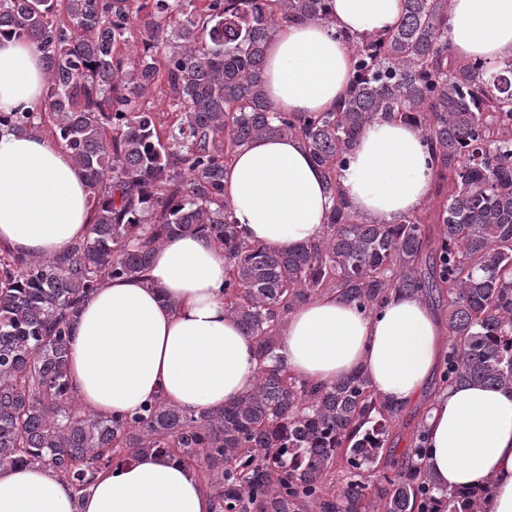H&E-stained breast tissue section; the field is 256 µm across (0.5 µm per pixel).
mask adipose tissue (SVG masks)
Wrapping results in <instances>:
<instances>
[{
    "instance_id": "adipose-tissue-1",
    "label": "adipose tissue",
    "mask_w": 512,
    "mask_h": 512,
    "mask_svg": "<svg viewBox=\"0 0 512 512\" xmlns=\"http://www.w3.org/2000/svg\"><path fill=\"white\" fill-rule=\"evenodd\" d=\"M329 22L281 25L266 50L268 98L280 112H333L349 94V38L394 29L401 0H326ZM448 45L459 60L512 59V0H448ZM45 70L35 45L0 36V113L34 110ZM421 129L395 117L362 129L340 184L351 210L386 223L418 210L433 186ZM243 235L275 251L322 236L332 200L322 169L295 137L239 148L224 177ZM94 221L83 171L54 140L0 125V247L55 256ZM224 254L204 236H175L145 279L113 278L70 332L69 380L98 414L135 412L164 395L184 411L223 406L255 384L251 341L224 308ZM279 353L300 379L331 384L356 370L400 405L418 397L445 351V328L416 296L394 294L366 315L335 295L287 314ZM424 467L438 487H491L488 512H512V391L449 386L426 416ZM195 472L153 453L100 474L82 502L50 471L0 470V512H210Z\"/></svg>"
}]
</instances>
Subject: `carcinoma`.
<instances>
[{
    "label": "carcinoma",
    "mask_w": 512,
    "mask_h": 512,
    "mask_svg": "<svg viewBox=\"0 0 512 512\" xmlns=\"http://www.w3.org/2000/svg\"><path fill=\"white\" fill-rule=\"evenodd\" d=\"M311 20H328L324 0H0V34L34 43L48 74L44 111L0 124L49 130L94 215L63 255L0 248V469L50 470L80 501L97 475L156 453L197 473L212 512H366L375 481L374 512H485L490 489L446 492L426 474L423 428L394 473L379 469L400 406L364 371L313 385L278 349L284 317L322 294L369 314L393 293L433 297L450 336L442 383L512 390V60L453 58L448 0H402L395 29L352 42L336 111L276 112L267 45ZM158 86L180 109L162 129L142 104ZM392 115L424 132L439 206L387 224L351 211L340 176L362 128ZM286 136L303 140L333 206L320 239L272 251L240 234L224 174L242 146ZM183 234L224 251L225 310L253 344L255 386L197 414L161 397L131 415L84 407L69 386L72 323Z\"/></svg>",
    "instance_id": "obj_1"
}]
</instances>
